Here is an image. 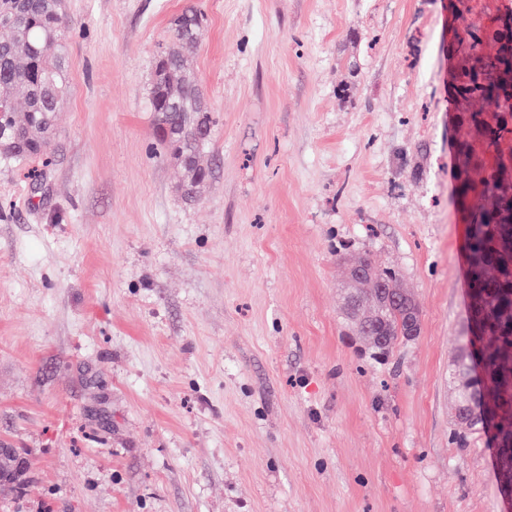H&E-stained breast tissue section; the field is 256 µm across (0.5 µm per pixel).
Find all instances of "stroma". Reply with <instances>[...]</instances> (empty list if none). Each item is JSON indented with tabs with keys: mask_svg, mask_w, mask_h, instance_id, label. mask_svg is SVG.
Returning <instances> with one entry per match:
<instances>
[{
	"mask_svg": "<svg viewBox=\"0 0 512 512\" xmlns=\"http://www.w3.org/2000/svg\"><path fill=\"white\" fill-rule=\"evenodd\" d=\"M216 119L194 198L146 109L189 4ZM63 0L69 93L39 191L0 169V512H512L450 440L467 328L457 35L512 0ZM340 253L421 332L347 335Z\"/></svg>",
	"mask_w": 512,
	"mask_h": 512,
	"instance_id": "stroma-1",
	"label": "stroma"
}]
</instances>
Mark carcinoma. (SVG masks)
Segmentation results:
<instances>
[{"label":"carcinoma","mask_w":512,"mask_h":512,"mask_svg":"<svg viewBox=\"0 0 512 512\" xmlns=\"http://www.w3.org/2000/svg\"><path fill=\"white\" fill-rule=\"evenodd\" d=\"M67 21L62 0H0V164L19 166L48 153L56 112L67 94ZM202 16L190 6L158 47L148 91L162 143L185 173L182 191L196 196L208 178L200 158L210 140L211 108L186 68L185 51L199 44ZM509 53L512 22L467 32L457 43L452 81L462 116L456 193L468 223V316L482 325L457 338L448 368L455 394L453 440L476 433L496 441L500 483L512 481V61L484 69L483 58ZM342 314L351 335L378 358L420 332L421 313L401 274L366 257L348 262Z\"/></svg>","instance_id":"1"}]
</instances>
